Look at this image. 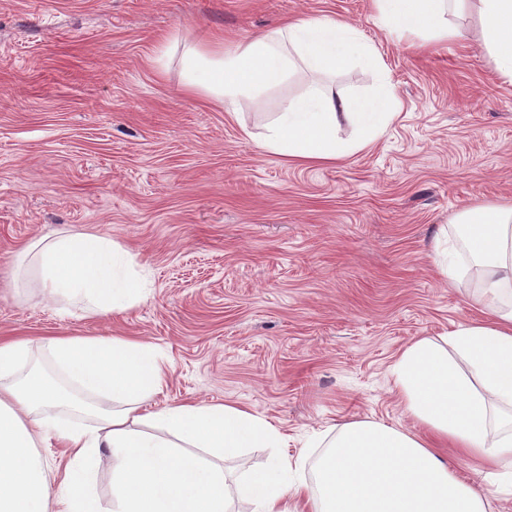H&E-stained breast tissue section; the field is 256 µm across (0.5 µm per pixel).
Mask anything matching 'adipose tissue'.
<instances>
[{"label": "adipose tissue", "instance_id": "ef3b65f1", "mask_svg": "<svg viewBox=\"0 0 512 512\" xmlns=\"http://www.w3.org/2000/svg\"><path fill=\"white\" fill-rule=\"evenodd\" d=\"M402 33L448 29L458 0H375ZM489 60L512 80V0H476ZM185 94L232 112L259 103L297 68L319 81L283 101L259 136L284 162L317 166L368 149L399 116V100L375 48L360 30L329 17L294 18L234 48L184 45ZM357 64L376 70L375 93H337V74ZM352 134L342 138V126ZM472 262L483 273L471 303L486 320L457 325L441 339L421 337L395 362L397 395L417 432L352 421L328 440L313 480L305 455L284 454L288 438L230 404L176 403L146 408L169 384L149 345L120 337L43 338L44 366L28 367V340L0 341V512H228V485L213 456L238 448H274L266 469L237 483L255 512H488L483 488L458 477L449 454L467 456L484 480L512 475V206L484 204L457 218ZM136 257L86 233L25 245L10 288L36 282L49 298L83 304L88 316L119 314L146 296ZM105 397L118 409L96 425L71 418L80 397ZM67 450L59 480L49 479L38 443ZM116 463L112 497L91 491L103 450ZM66 486L55 494V485Z\"/></svg>", "mask_w": 512, "mask_h": 512}]
</instances>
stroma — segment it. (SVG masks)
Segmentation results:
<instances>
[{"instance_id":"obj_1","label":"stroma","mask_w":512,"mask_h":512,"mask_svg":"<svg viewBox=\"0 0 512 512\" xmlns=\"http://www.w3.org/2000/svg\"><path fill=\"white\" fill-rule=\"evenodd\" d=\"M295 16L356 25L401 102L375 144L333 166L259 147L299 72L262 105L180 92L171 36L231 47ZM460 36L399 35L374 0H0V282L23 243L63 231L112 239L148 295L116 316L58 313L41 289L0 291V337L123 336L167 368L155 404L232 403L315 459L353 420L408 427L391 368L417 338L481 319L462 253L437 244L457 215L512 205V81L481 48L470 0Z\"/></svg>"}]
</instances>
